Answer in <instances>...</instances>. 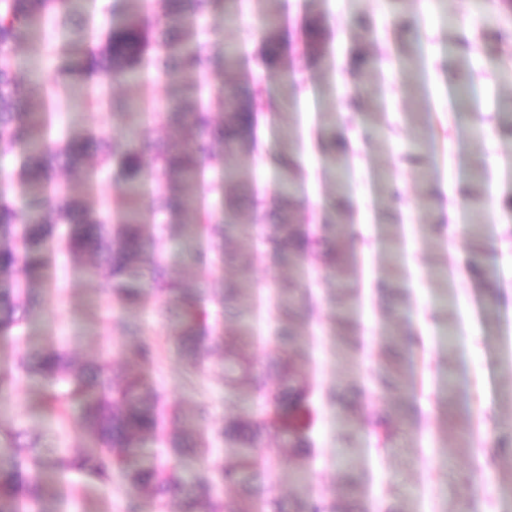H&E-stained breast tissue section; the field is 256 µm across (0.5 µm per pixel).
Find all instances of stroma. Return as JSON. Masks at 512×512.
Masks as SVG:
<instances>
[{"label":"stroma","mask_w":512,"mask_h":512,"mask_svg":"<svg viewBox=\"0 0 512 512\" xmlns=\"http://www.w3.org/2000/svg\"><path fill=\"white\" fill-rule=\"evenodd\" d=\"M100 0H77L71 24L53 19L18 46L12 63L29 76L33 105L52 113L59 132L128 134L131 117L113 99L134 102L149 139L190 137L167 127L162 114L176 91L154 70L138 84L86 81L78 92L55 82L54 49L98 33ZM283 20L287 75L261 69L254 57L270 11ZM322 21L329 50L321 60L301 49L302 29ZM211 52L237 50L251 81L270 101L253 151L214 144L207 178L233 168L228 194L256 191L264 222L277 221L282 154L298 162L293 199L314 230L334 220L350 225L336 240L349 256V287H339L321 256L297 265L278 262L265 246L241 257L237 228L253 209L208 196L213 219L230 218L224 258L205 240L171 236L158 254L189 287L218 293L235 281L242 293L232 311L209 303L210 324L227 346L245 350L257 379L224 385L220 356L191 367L171 334L176 317L153 301L126 307L105 273L66 253L42 285L38 306L22 325L0 335V423L39 448L94 451L75 419L60 421L43 407L39 377L13 366L17 354L57 348L79 362L103 359L115 374L136 375L163 394L179 417L205 413L206 430L179 455L146 442L148 464L207 479L213 458L236 460L214 435L224 421L256 420L282 387L269 350L280 329L278 306L287 285L301 311L290 323L288 361L313 413L309 453L274 460L266 492L289 512L314 503L332 512H504L512 489V361L500 335L512 337V13L499 0H216L194 26ZM293 77L295 93L285 79ZM73 195L112 208L115 172L88 162L62 174ZM139 325L158 356L135 361ZM250 335H241V328ZM392 419L381 444L372 423ZM120 484H71L65 497L46 492L45 512H125Z\"/></svg>","instance_id":"1"}]
</instances>
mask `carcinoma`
<instances>
[{"instance_id":"1","label":"carcinoma","mask_w":512,"mask_h":512,"mask_svg":"<svg viewBox=\"0 0 512 512\" xmlns=\"http://www.w3.org/2000/svg\"><path fill=\"white\" fill-rule=\"evenodd\" d=\"M73 0H0V156L19 153L26 159L23 174L27 198L18 206L0 183V230L8 240L0 242V273L17 269L26 276L47 277L58 246L72 255L89 254L93 273L106 270L113 296L122 304H136L151 295L165 307L180 305L173 337L183 348L191 366L219 343L221 336L209 325L202 290L192 291L169 274L159 256L145 251L141 226L151 219L166 232L182 225V234L202 221L199 195L203 161L212 143H224L232 152L253 141L258 113L263 111L265 90L258 84L231 83L224 87L221 121L197 104L198 87L184 83L186 76L203 69L232 71L236 56H216L206 46L189 42L182 35L187 22L209 11L215 0H152L148 12L124 13L123 20L107 29L93 44L62 45L56 52L54 73L62 84L97 79L135 82L151 65L180 97L167 108V121L194 130L189 141H115L97 134H69L57 140L49 134L50 115L37 112L25 99V82L13 68V50L26 42L34 28L49 16L68 18ZM280 23L272 19L265 28L266 50L259 63L268 71L279 67ZM305 45L313 57L327 54L321 21L308 24ZM101 167H116L120 181L115 204L122 220L112 223L102 209H90L71 195L56 179L57 171H80L91 155ZM149 155L155 188L144 198V155ZM281 178L277 189L283 203L280 221L266 235L268 248L283 264H294L321 249L323 238L300 236L291 195L296 164L290 155L280 158ZM227 223L207 227L210 249L223 257ZM149 276L150 288L141 287ZM37 304L30 286L0 292V328H11L19 319L14 313ZM16 368L40 377L47 411L63 414L67 403L79 405L77 424L84 435L99 443L95 453L76 454L68 448L43 451L18 444L8 459H0V512H40L48 477L69 483L81 477L94 485L110 486L119 477L126 489V512H145L146 502L167 512H245L236 500L219 503L216 492L231 487L256 498L260 512H288L274 497L263 495L256 472L255 450L264 437L276 440L271 454L306 448L308 410L302 390L291 386L269 397L267 416L257 422L231 420L218 431L235 445L236 464L216 463L211 478L202 486L187 473H176L159 463L126 468L150 437L168 438L170 447L182 449L176 437H167L166 413L160 394L139 377L118 378L105 364L78 365L61 350L27 351L15 359ZM250 359L232 350L224 352V385L233 386L251 378Z\"/></svg>"}]
</instances>
